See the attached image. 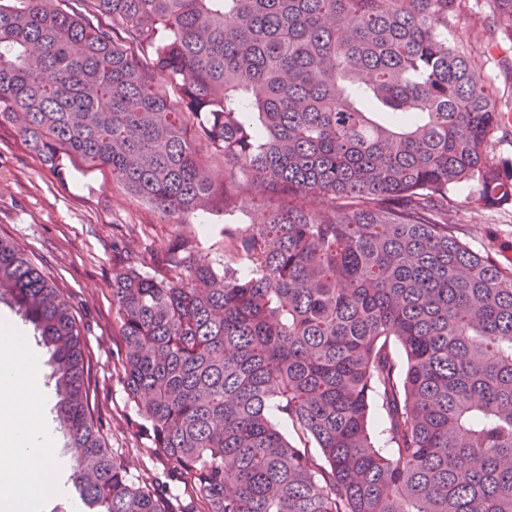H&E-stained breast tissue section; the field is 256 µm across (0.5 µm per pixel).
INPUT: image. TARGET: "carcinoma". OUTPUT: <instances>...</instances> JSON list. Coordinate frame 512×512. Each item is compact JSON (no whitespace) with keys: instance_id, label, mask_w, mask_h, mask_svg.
Listing matches in <instances>:
<instances>
[{"instance_id":"carcinoma-1","label":"carcinoma","mask_w":512,"mask_h":512,"mask_svg":"<svg viewBox=\"0 0 512 512\" xmlns=\"http://www.w3.org/2000/svg\"><path fill=\"white\" fill-rule=\"evenodd\" d=\"M70 2L0 4V126L167 215L262 211L221 259L178 236L175 279L112 275L140 432L198 512H512V265L449 217L462 183L478 211L512 203V159L490 156L512 111L448 36L467 0ZM488 9L512 37V0ZM2 302L49 354L80 504L191 512L106 446L72 307L4 238Z\"/></svg>"}]
</instances>
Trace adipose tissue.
Returning a JSON list of instances; mask_svg holds the SVG:
<instances>
[{"instance_id": "1", "label": "adipose tissue", "mask_w": 512, "mask_h": 512, "mask_svg": "<svg viewBox=\"0 0 512 512\" xmlns=\"http://www.w3.org/2000/svg\"><path fill=\"white\" fill-rule=\"evenodd\" d=\"M41 374L22 330L0 320V512H37L43 496L61 486L57 432L37 384Z\"/></svg>"}]
</instances>
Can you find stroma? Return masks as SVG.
<instances>
[{"label":"stroma","instance_id":"obj_1","mask_svg":"<svg viewBox=\"0 0 512 512\" xmlns=\"http://www.w3.org/2000/svg\"><path fill=\"white\" fill-rule=\"evenodd\" d=\"M470 60L497 91L500 107H512V39L486 26L469 32ZM475 183L460 184L451 218L462 240L482 251L500 248L512 261V205L475 210ZM242 205L233 215L168 216L113 182L107 166L64 160L52 171L25 147L16 127H0V237L12 239L69 299L81 325L97 384L102 432L109 448L132 473L151 480L171 472L137 430L116 357L121 338L112 311V272L127 264L146 273L179 232L194 236L203 252H224V230L254 222Z\"/></svg>","mask_w":512,"mask_h":512}]
</instances>
